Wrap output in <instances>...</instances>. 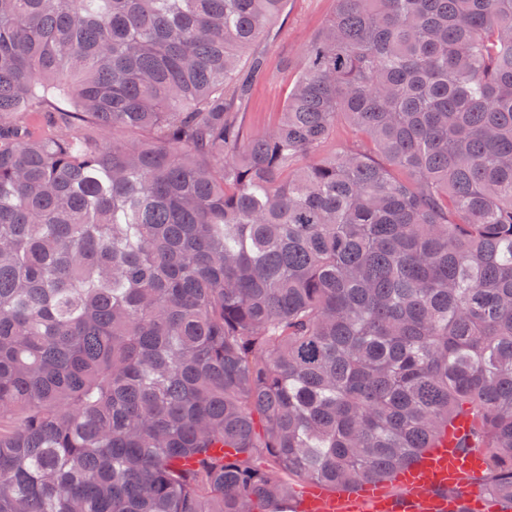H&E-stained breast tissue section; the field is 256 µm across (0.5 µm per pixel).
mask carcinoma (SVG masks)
Masks as SVG:
<instances>
[{
  "label": "carcinoma",
  "instance_id": "cac0c4a2",
  "mask_svg": "<svg viewBox=\"0 0 512 512\" xmlns=\"http://www.w3.org/2000/svg\"><path fill=\"white\" fill-rule=\"evenodd\" d=\"M284 2L0 0V512H297L462 417L512 506V0H335L254 134Z\"/></svg>",
  "mask_w": 512,
  "mask_h": 512
}]
</instances>
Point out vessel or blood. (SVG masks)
Listing matches in <instances>:
<instances>
[{
	"label": "vessel or blood",
	"instance_id": "1",
	"mask_svg": "<svg viewBox=\"0 0 512 512\" xmlns=\"http://www.w3.org/2000/svg\"><path fill=\"white\" fill-rule=\"evenodd\" d=\"M485 468L479 452L456 448L443 441L416 462L400 470L397 483L404 491L396 500L379 482H367L356 491H327L319 485L302 489L298 512H498L499 505L482 498L477 488H466L468 476Z\"/></svg>",
	"mask_w": 512,
	"mask_h": 512
}]
</instances>
